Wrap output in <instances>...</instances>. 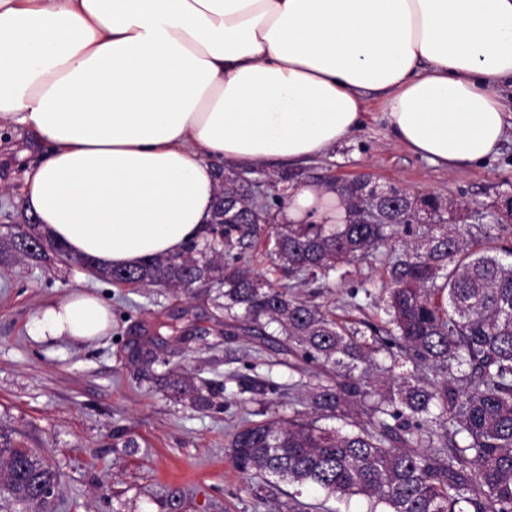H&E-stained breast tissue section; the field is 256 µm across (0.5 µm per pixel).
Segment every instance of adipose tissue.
<instances>
[{"label":"adipose tissue","instance_id":"obj_1","mask_svg":"<svg viewBox=\"0 0 512 512\" xmlns=\"http://www.w3.org/2000/svg\"><path fill=\"white\" fill-rule=\"evenodd\" d=\"M512 0H0V123L49 147L23 195L50 239L102 268L204 237L216 162L300 166L380 98L392 137L453 172L512 127ZM339 224L335 193L289 188L278 219ZM75 291L42 340L107 335Z\"/></svg>","mask_w":512,"mask_h":512}]
</instances>
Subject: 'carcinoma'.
I'll list each match as a JSON object with an SVG mask.
<instances>
[{
  "mask_svg": "<svg viewBox=\"0 0 512 512\" xmlns=\"http://www.w3.org/2000/svg\"><path fill=\"white\" fill-rule=\"evenodd\" d=\"M218 192L206 236L139 266L104 269L71 255L28 226L6 248L23 259L57 260L131 287L187 291L193 282L217 289L224 326L269 341L296 359L302 379L289 385L291 415L245 421L227 453L245 476L269 475L308 485L325 498L361 496L369 512H512V249L494 238L474 242L459 224H444L457 203L394 187L376 197L379 223L362 224L344 182L324 186L346 208L342 224L277 221L286 196L264 204L259 182L230 169L216 172ZM427 215L410 239L412 213ZM267 234L273 279L241 264ZM42 245L28 248L29 240ZM387 257L381 301L389 316L386 342L375 346L359 331L295 288L327 286L343 267ZM386 352L390 365L377 362ZM308 380H303V377ZM164 388L210 403L213 391L186 372L163 375ZM363 412L342 431L326 417ZM31 448L0 439V493L45 508L44 487L60 481Z\"/></svg>",
  "mask_w": 512,
  "mask_h": 512,
  "instance_id": "carcinoma-1",
  "label": "carcinoma"
}]
</instances>
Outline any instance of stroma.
<instances>
[{
	"label": "stroma",
	"mask_w": 512,
	"mask_h": 512,
	"mask_svg": "<svg viewBox=\"0 0 512 512\" xmlns=\"http://www.w3.org/2000/svg\"><path fill=\"white\" fill-rule=\"evenodd\" d=\"M46 145L19 126L0 125V237L27 219L24 172L39 163ZM311 180L372 175L379 183L481 212L467 219L476 238L492 234L512 247V222L494 223L491 212L512 195V129L484 163L448 172L412 153L390 135L380 104L336 148L303 167ZM384 265L352 266L334 290L305 287L337 318L366 338L383 333L382 310L366 292H379ZM81 289L112 308V329L94 341H39L29 334L45 305ZM188 314L190 335L174 336L159 323ZM211 295L187 298L164 288L117 286L81 267L59 262L0 258V434L35 449L62 475L53 512H288L293 502L319 503L310 490L256 475L243 477L225 453L228 433L244 412L288 415L279 385L299 375L267 344L256 356L249 336H227ZM181 368L208 383L212 404L192 406L161 387L168 370ZM135 447H125L127 439Z\"/></svg>",
	"instance_id": "35a3bbf8"
}]
</instances>
